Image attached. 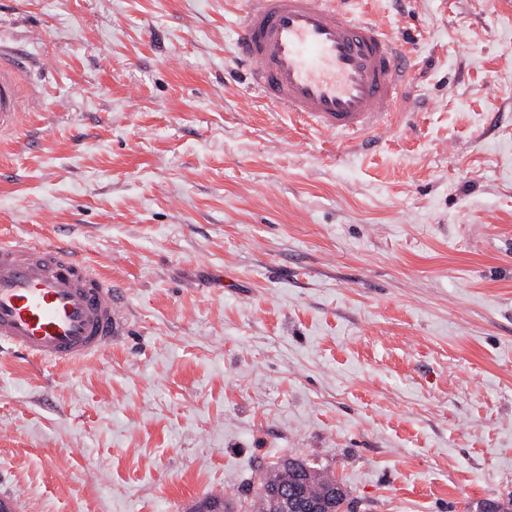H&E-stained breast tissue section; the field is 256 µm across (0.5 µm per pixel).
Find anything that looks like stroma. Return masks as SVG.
Masks as SVG:
<instances>
[{
	"label": "stroma",
	"instance_id": "obj_1",
	"mask_svg": "<svg viewBox=\"0 0 512 512\" xmlns=\"http://www.w3.org/2000/svg\"><path fill=\"white\" fill-rule=\"evenodd\" d=\"M352 7L410 54L372 151L246 88L244 0H0V239L73 247L127 320L84 363L0 353L20 512L240 504L291 456L357 512L512 495V0ZM23 61L0 50V131L13 126L21 113Z\"/></svg>",
	"mask_w": 512,
	"mask_h": 512
}]
</instances>
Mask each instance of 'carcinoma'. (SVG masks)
<instances>
[{
  "instance_id": "cac0c4a2",
  "label": "carcinoma",
  "mask_w": 512,
  "mask_h": 512,
  "mask_svg": "<svg viewBox=\"0 0 512 512\" xmlns=\"http://www.w3.org/2000/svg\"><path fill=\"white\" fill-rule=\"evenodd\" d=\"M337 483L335 476L316 469L303 460L288 458L265 472L259 479L264 489H296L304 501H322L332 485Z\"/></svg>"
}]
</instances>
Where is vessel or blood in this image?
<instances>
[{
  "mask_svg": "<svg viewBox=\"0 0 512 512\" xmlns=\"http://www.w3.org/2000/svg\"><path fill=\"white\" fill-rule=\"evenodd\" d=\"M349 0H248L235 41L249 89L328 135L377 139L404 93L405 53ZM23 62L0 50V131L23 101ZM111 279L72 248L0 240V350L50 363L96 356L123 329Z\"/></svg>",
  "mask_w": 512,
  "mask_h": 512,
  "instance_id": "vessel-or-blood-1",
  "label": "vessel or blood"
}]
</instances>
